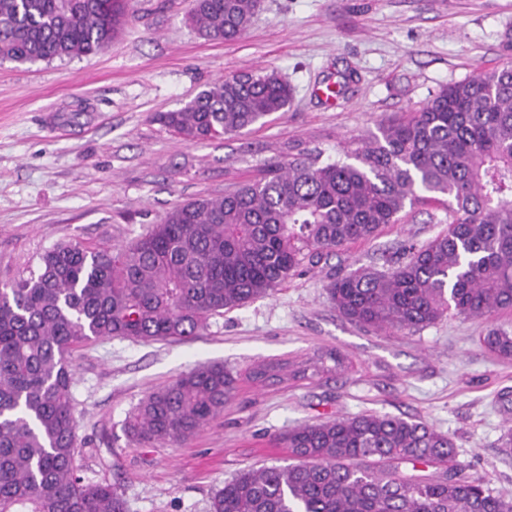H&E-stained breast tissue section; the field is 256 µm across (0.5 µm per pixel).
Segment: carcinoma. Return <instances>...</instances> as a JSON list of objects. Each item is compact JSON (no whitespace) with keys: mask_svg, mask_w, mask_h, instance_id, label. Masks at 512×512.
Masks as SVG:
<instances>
[{"mask_svg":"<svg viewBox=\"0 0 512 512\" xmlns=\"http://www.w3.org/2000/svg\"><path fill=\"white\" fill-rule=\"evenodd\" d=\"M261 0H190L208 39L233 42ZM131 0H0V60L96 55ZM292 98L274 72L217 80L154 120L190 142L236 135ZM346 160L300 152L217 197L174 206L118 248L60 243L36 270L0 288V512H127L106 482L77 474L71 353L112 337L175 341L263 297L304 259L367 240L406 206L448 203V232L389 271L358 267L328 282L332 306L360 327L417 332L455 315L512 310V65L442 87L422 109L344 147ZM484 346L512 359V331ZM236 380L198 367L149 393L125 431L141 445L180 444L223 411ZM294 462L239 471L210 512H512L465 471L455 440L426 422L356 415L306 423ZM436 468L437 476L416 473Z\"/></svg>","mask_w":512,"mask_h":512,"instance_id":"1","label":"carcinoma"}]
</instances>
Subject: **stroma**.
I'll use <instances>...</instances> for the list:
<instances>
[{
	"mask_svg": "<svg viewBox=\"0 0 512 512\" xmlns=\"http://www.w3.org/2000/svg\"><path fill=\"white\" fill-rule=\"evenodd\" d=\"M187 0H136L106 51L33 64L0 61V285L58 243L119 246L175 205L223 195L301 150L342 145L419 110L444 85L512 62V0H263L235 42L201 38ZM276 71L286 111L240 135L184 141L154 122L216 79ZM448 230V208L406 207L395 224L303 262L269 295L212 318L179 342L113 338L74 354L79 475L111 483L127 512H209L239 470L284 465L303 424L365 412L448 433L466 471L512 497V360L481 346L494 321L451 316L421 331L357 326L332 307L329 278L385 271ZM336 352L311 379L258 383L260 363ZM224 365L239 379L223 413L178 444L132 442L124 424L180 374Z\"/></svg>",
	"mask_w": 512,
	"mask_h": 512,
	"instance_id": "35a3bbf8",
	"label": "stroma"
}]
</instances>
